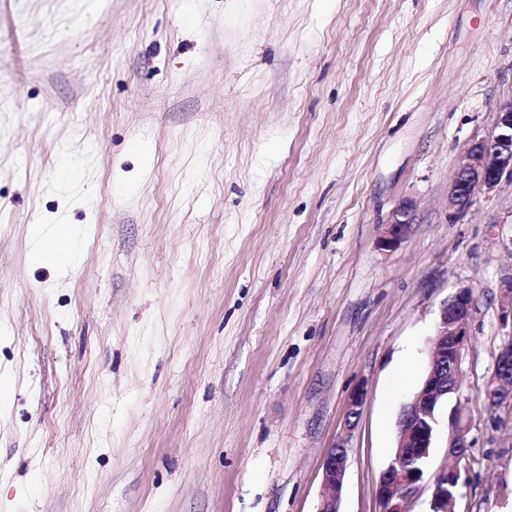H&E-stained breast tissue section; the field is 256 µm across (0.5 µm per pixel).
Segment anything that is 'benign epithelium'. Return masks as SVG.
Here are the masks:
<instances>
[{
	"instance_id": "benign-epithelium-1",
	"label": "benign epithelium",
	"mask_w": 512,
	"mask_h": 512,
	"mask_svg": "<svg viewBox=\"0 0 512 512\" xmlns=\"http://www.w3.org/2000/svg\"><path fill=\"white\" fill-rule=\"evenodd\" d=\"M496 113L494 129L470 143L464 163L449 184V203L457 215L466 213L478 194L489 193L502 179L512 178V97L499 101ZM411 223L412 208L407 205L397 208L382 228L380 246L388 249L398 246ZM502 289L501 321L511 331L498 349L493 373L485 387L484 400L492 409L512 405V274L503 278ZM476 310L477 298L471 288L458 289L440 306L426 377L400 414L396 453L379 479L378 512H413L414 502L425 492L429 494V512H448V502L455 500L467 482L470 425L458 402L448 410V457L452 463L426 476L405 465L403 459L412 455L429 464L440 430L439 409L443 402L460 398L464 350ZM365 400L362 385L348 397L342 434L322 459V490L317 512H340L349 462L348 438L359 422Z\"/></svg>"
}]
</instances>
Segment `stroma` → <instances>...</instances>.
Segmentation results:
<instances>
[{"mask_svg": "<svg viewBox=\"0 0 512 512\" xmlns=\"http://www.w3.org/2000/svg\"><path fill=\"white\" fill-rule=\"evenodd\" d=\"M510 95L512 0H0V512H315L360 383L341 509L378 512L463 286L454 510L512 512V180L448 200ZM413 210L407 205H402L392 212L388 222L384 224L379 239L383 248H395L405 238L409 224H413ZM73 249V230L66 224H56L51 232L40 237L33 256L41 263L61 266L69 263ZM501 321L510 328L495 356L493 373L488 380L484 400L492 409L512 405V274L502 280Z\"/></svg>", "mask_w": 512, "mask_h": 512, "instance_id": "1", "label": "stroma"}]
</instances>
